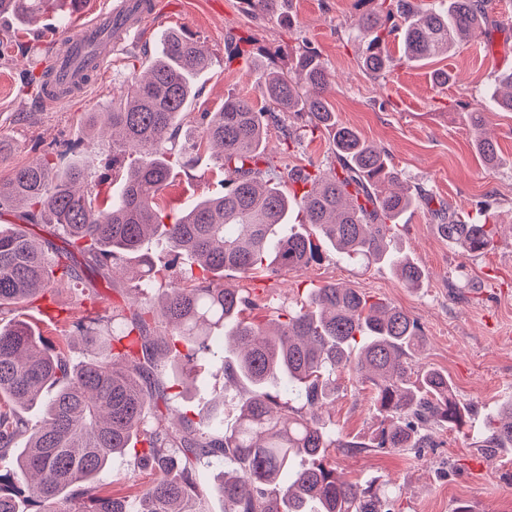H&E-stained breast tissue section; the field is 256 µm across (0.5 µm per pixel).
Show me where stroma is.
Here are the masks:
<instances>
[{
    "instance_id": "obj_1",
    "label": "stroma",
    "mask_w": 512,
    "mask_h": 512,
    "mask_svg": "<svg viewBox=\"0 0 512 512\" xmlns=\"http://www.w3.org/2000/svg\"><path fill=\"white\" fill-rule=\"evenodd\" d=\"M164 6L144 37L113 55L84 91L55 106L41 105L36 92L27 88L30 75L50 64V39L41 24L17 23L0 30V40L10 44L0 58V142L8 147L0 158V178L48 151L90 163L95 174L107 172L112 139L84 141L89 119L119 98L133 70L157 54L162 31L191 33L211 60L195 84L196 96L184 118L188 127L196 126L200 113L218 111L228 96L258 98L254 80L260 65L284 71L302 45L315 47L329 74L323 96L337 121L382 148L406 182L435 201L460 214L490 207L498 233L488 250L470 254L441 236L427 210L407 212L402 221L408 229L399 246L424 272L417 289L402 286L385 264L366 269L330 252L299 273L270 278L228 271L224 281L248 292L264 322L275 310L293 306L300 289L328 282L385 300L417 319L426 340L417 367L448 373L457 395L474 405V413L465 428H434L436 445L420 457L337 449L336 472L352 482H395L403 490L405 512H455L463 500L473 512H512V448L489 452L477 445L487 420L512 401V112L488 118L487 132L501 155L491 170L478 159L463 115L484 101L501 73L512 69V46L496 45L487 55L464 43L434 62L397 63L374 78L360 63L364 39L353 0H284L281 11L265 19L248 13L244 0H164ZM230 37L242 39L246 58L228 60L224 42ZM437 69L451 74L448 84L434 83ZM304 124L303 117L291 113L268 128L266 148L275 166H335L326 133L304 136L295 148H286L285 131L302 130ZM220 178L212 153L201 152L193 166H175L158 203L168 211L183 210L219 192ZM81 303L80 289L62 283L51 299L29 307L27 318L51 333ZM223 360L224 337L218 333L192 380L169 375L172 412L207 419L224 388ZM328 414L349 440H368L379 423L370 388L352 381L329 405ZM151 477L147 469L131 477L126 457L120 456L99 479L104 492L132 499Z\"/></svg>"
}]
</instances>
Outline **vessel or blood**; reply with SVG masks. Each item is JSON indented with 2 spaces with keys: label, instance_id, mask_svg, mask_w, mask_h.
<instances>
[{
  "label": "vessel or blood",
  "instance_id": "b4317fda",
  "mask_svg": "<svg viewBox=\"0 0 512 512\" xmlns=\"http://www.w3.org/2000/svg\"><path fill=\"white\" fill-rule=\"evenodd\" d=\"M161 12V0H114L110 11L69 35L51 60L45 101L64 99L100 73L106 60L130 40L142 37Z\"/></svg>",
  "mask_w": 512,
  "mask_h": 512
}]
</instances>
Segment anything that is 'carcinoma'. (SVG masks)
<instances>
[{"mask_svg":"<svg viewBox=\"0 0 512 512\" xmlns=\"http://www.w3.org/2000/svg\"><path fill=\"white\" fill-rule=\"evenodd\" d=\"M59 0H0V21L31 23L53 12ZM256 17L278 12L281 0H244ZM369 34L361 61L377 77L393 57L424 64L462 42L487 34L490 0H439L421 8L415 0H354ZM208 56L181 31H168L145 74L135 75L119 102L102 116L112 134V172L92 174L86 164H65L45 154L0 182V209L25 207L21 224L0 226V512H204L203 468L224 462L216 488L224 512H402V489L372 479L342 480L331 452L344 448L410 451L436 447L433 424L461 428L471 414L448 374L418 370L424 348L418 321L353 288L326 283L273 325L245 316L252 302L224 283V272L245 276L298 273L323 252L369 265L385 263L407 288L424 277L398 247V218L433 199L402 185L387 156L314 93L327 83L318 52L306 46L288 72L264 68L256 78L261 103L229 97L217 112H203L197 132L183 128L195 97L194 77ZM486 103L464 113L486 168L498 163L497 145L484 135L488 111L512 112V71L498 79ZM293 112L306 117L312 134L324 129L338 162L327 171L293 167L281 172L264 151V135ZM211 149L226 175L222 191L184 211L163 217L156 200L176 162ZM303 185L297 196L283 179ZM439 230L470 253L493 242L495 224L480 211L467 219L440 205ZM43 224L42 241L29 225ZM156 238L165 255L143 251ZM192 258L197 269L164 288L160 308L149 291L159 281L164 256ZM125 270V291L141 300L114 304L72 321L91 352L73 364V334L45 336L26 319V309L46 299L56 278L112 287L113 269ZM224 332L235 358L224 378L242 384L222 406L238 412L227 431L221 422L185 417L175 424L164 385L170 363L191 378L194 355ZM370 386L380 417L370 442L346 440L324 417L344 390L342 380ZM42 416L32 419L27 410ZM25 447L18 448V440ZM512 446V403L490 421L482 448ZM129 457L132 474L151 469L155 478L131 505L103 493L98 479L112 457Z\"/></svg>","mask_w":512,"mask_h":512,"instance_id":"obj_1","label":"carcinoma"}]
</instances>
